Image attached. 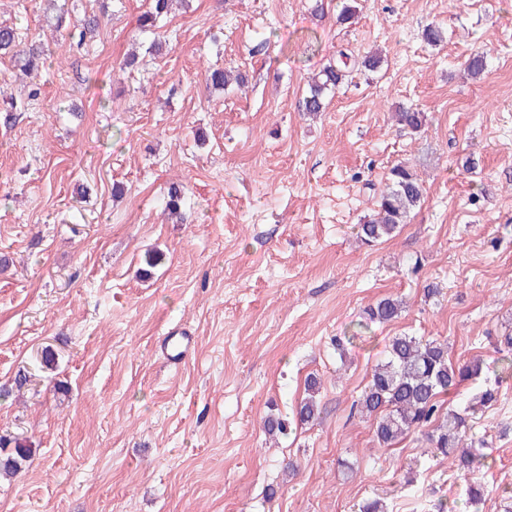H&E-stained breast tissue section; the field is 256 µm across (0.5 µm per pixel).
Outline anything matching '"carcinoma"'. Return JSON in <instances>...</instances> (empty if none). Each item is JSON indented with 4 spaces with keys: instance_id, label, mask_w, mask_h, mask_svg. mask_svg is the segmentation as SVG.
<instances>
[{
    "instance_id": "cac0c4a2",
    "label": "carcinoma",
    "mask_w": 512,
    "mask_h": 512,
    "mask_svg": "<svg viewBox=\"0 0 512 512\" xmlns=\"http://www.w3.org/2000/svg\"><path fill=\"white\" fill-rule=\"evenodd\" d=\"M171 0H153L140 28L152 34L160 28L158 22L168 13ZM101 25L98 15H85L69 23V37L81 44L94 34ZM11 54L18 59L22 72L31 75L39 71L45 50L37 42L24 43L16 30L0 25V55ZM351 57L342 53L339 59L329 62L309 80L308 91L300 104V111L317 114L326 109V94L338 87L349 73ZM395 120L402 128L411 132L421 130L425 115L407 109L395 113ZM423 197L422 184L406 165H396L387 178L384 190L376 201L377 210L371 219L357 225L356 236L367 246L396 235L401 225L407 222L410 213L417 208ZM184 203V192L180 185L172 184L167 191V209L180 214ZM401 301L383 298L365 311L368 324L383 325L394 321L401 313ZM498 353L503 363L502 373L512 375V333L497 338ZM481 372L478 360L454 364L448 359V343L437 339L399 335L391 339L384 359L374 366L355 407L363 416L374 417L373 437L379 445L389 447L413 431L424 432L427 447L448 456L456 462V468L465 479L464 492L469 502L482 506L486 512H512V502L503 497L494 498L489 487L467 476L481 465V456L475 452V444L468 441L470 415L475 406L489 408L497 401L498 387H489L479 392L476 404L462 410H443L439 397L457 389L465 381ZM318 418L315 397L304 399L298 410L297 420L302 424L313 423ZM433 426V430L424 428ZM13 445V449L0 459V477H11L30 460L33 451L19 439L0 437V446Z\"/></svg>"
}]
</instances>
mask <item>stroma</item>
I'll list each match as a JSON object with an SVG mask.
<instances>
[{"instance_id":"obj_1","label":"stroma","mask_w":512,"mask_h":512,"mask_svg":"<svg viewBox=\"0 0 512 512\" xmlns=\"http://www.w3.org/2000/svg\"><path fill=\"white\" fill-rule=\"evenodd\" d=\"M357 6L342 25L339 0H324L321 19L310 0H188L162 22L169 51L123 72L148 0H66L76 17L110 14L80 48L54 31L46 0H0V24L48 47L32 79L0 56L1 92L40 88L0 126V254L12 260L0 273V383L30 377L0 399V436L34 450L0 479V512H358L375 498L388 512H474L421 433L379 446L352 404L399 334L481 361L445 408L501 371L512 0ZM429 25L441 42L424 41ZM342 49L382 63L303 116L310 77ZM477 52L489 66L474 79ZM217 67L245 74V91H214L205 74ZM402 107L425 114L420 133L393 123ZM397 164L424 199L396 236L361 245L355 227ZM173 182L181 223L164 211ZM388 296L404 312L356 340L365 309ZM173 330L195 339L179 366L160 352ZM312 373L319 419L270 437L265 418H292ZM470 424L488 442L475 478L511 493L512 378Z\"/></svg>"}]
</instances>
